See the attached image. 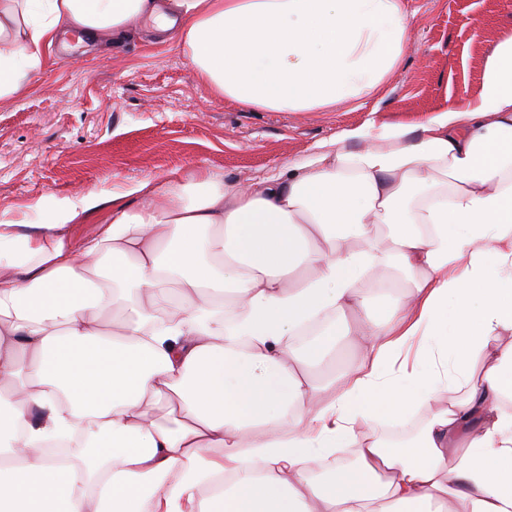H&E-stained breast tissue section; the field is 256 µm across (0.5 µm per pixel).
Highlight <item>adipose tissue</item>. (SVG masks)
<instances>
[{"label":"adipose tissue","mask_w":512,"mask_h":512,"mask_svg":"<svg viewBox=\"0 0 512 512\" xmlns=\"http://www.w3.org/2000/svg\"><path fill=\"white\" fill-rule=\"evenodd\" d=\"M141 20L269 112L371 96L410 37L405 0H0V100L62 37ZM38 209L36 232L0 224V512H512V36L476 101L426 121L249 184L196 167ZM391 268L401 299L371 316ZM338 332L364 359L316 386ZM421 408L411 449L357 434ZM60 439L78 454L44 456Z\"/></svg>","instance_id":"1"}]
</instances>
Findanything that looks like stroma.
Masks as SVG:
<instances>
[{"label":"stroma","instance_id":"35a3bbf8","mask_svg":"<svg viewBox=\"0 0 512 512\" xmlns=\"http://www.w3.org/2000/svg\"><path fill=\"white\" fill-rule=\"evenodd\" d=\"M410 39L381 90L321 112H264L216 97L185 50L147 31L96 51L55 49L20 100H0V217L47 195L112 189L201 167L228 183L300 161L344 130L418 123L476 100L485 59L512 35V0H406Z\"/></svg>","mask_w":512,"mask_h":512}]
</instances>
